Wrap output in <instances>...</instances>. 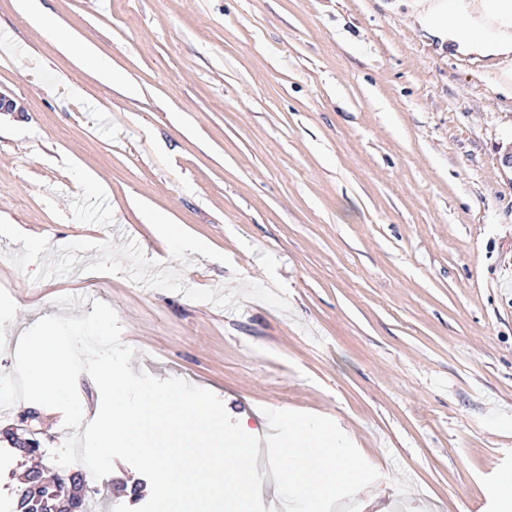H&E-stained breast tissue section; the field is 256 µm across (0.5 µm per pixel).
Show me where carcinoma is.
Listing matches in <instances>:
<instances>
[{
	"instance_id": "1",
	"label": "carcinoma",
	"mask_w": 512,
	"mask_h": 512,
	"mask_svg": "<svg viewBox=\"0 0 512 512\" xmlns=\"http://www.w3.org/2000/svg\"><path fill=\"white\" fill-rule=\"evenodd\" d=\"M86 480L73 472L47 479L42 471H28L18 489L15 512H84Z\"/></svg>"
}]
</instances>
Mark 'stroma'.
<instances>
[{
  "label": "stroma",
  "instance_id": "1",
  "mask_svg": "<svg viewBox=\"0 0 512 512\" xmlns=\"http://www.w3.org/2000/svg\"><path fill=\"white\" fill-rule=\"evenodd\" d=\"M0 0V337L109 304L133 370L347 430L368 489L319 512H493L512 470V79L411 0ZM112 62V83L84 61ZM196 241L172 250L168 232ZM45 247L35 251L27 235ZM0 416V512L28 437ZM118 460L91 512L145 484Z\"/></svg>",
  "mask_w": 512,
  "mask_h": 512
}]
</instances>
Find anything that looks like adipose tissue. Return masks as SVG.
<instances>
[{
  "label": "adipose tissue",
  "instance_id": "adipose-tissue-1",
  "mask_svg": "<svg viewBox=\"0 0 512 512\" xmlns=\"http://www.w3.org/2000/svg\"><path fill=\"white\" fill-rule=\"evenodd\" d=\"M414 20L441 41L460 48L507 56L512 71V0H476L466 10L461 0H414ZM482 16L492 35L475 34V16ZM283 448L275 462L281 488L297 512H314L328 495L365 483L362 464L352 456L343 436L318 422L282 419Z\"/></svg>",
  "mask_w": 512,
  "mask_h": 512
}]
</instances>
